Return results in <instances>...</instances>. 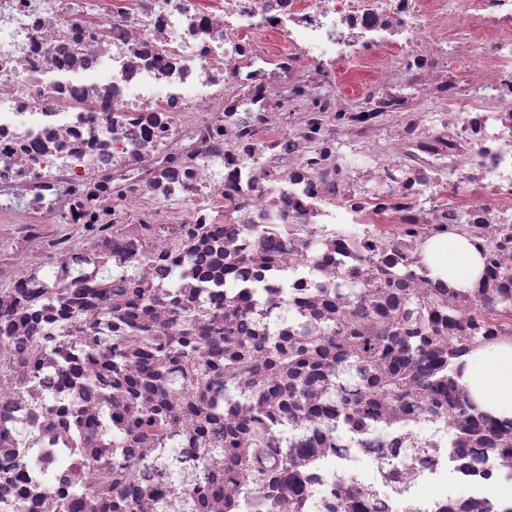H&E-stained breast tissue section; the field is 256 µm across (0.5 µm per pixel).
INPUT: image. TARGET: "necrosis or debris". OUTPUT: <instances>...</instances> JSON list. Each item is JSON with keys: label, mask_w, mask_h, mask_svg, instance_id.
Masks as SVG:
<instances>
[{"label": "necrosis or debris", "mask_w": 512, "mask_h": 512, "mask_svg": "<svg viewBox=\"0 0 512 512\" xmlns=\"http://www.w3.org/2000/svg\"><path fill=\"white\" fill-rule=\"evenodd\" d=\"M448 236L472 290L423 262ZM355 336L372 377L427 343L373 418ZM182 337L189 392L153 356ZM480 340L512 342V0H0V512H512V419L460 416ZM424 262L456 288H473L482 269L475 249L458 237H449L429 247L424 254Z\"/></svg>", "instance_id": "obj_1"}]
</instances>
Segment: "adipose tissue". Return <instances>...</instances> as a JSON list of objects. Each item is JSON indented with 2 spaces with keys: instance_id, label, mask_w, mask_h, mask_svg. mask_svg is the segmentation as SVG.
Returning <instances> with one entry per match:
<instances>
[{
  "instance_id": "ef3b65f1",
  "label": "adipose tissue",
  "mask_w": 512,
  "mask_h": 512,
  "mask_svg": "<svg viewBox=\"0 0 512 512\" xmlns=\"http://www.w3.org/2000/svg\"><path fill=\"white\" fill-rule=\"evenodd\" d=\"M424 261L458 288L473 287L482 269L475 249L458 237L429 247ZM461 381L481 410L498 417H512V344H489L478 349L469 358Z\"/></svg>"
}]
</instances>
